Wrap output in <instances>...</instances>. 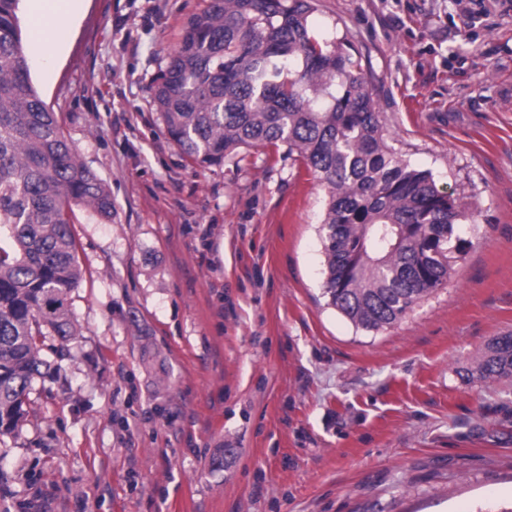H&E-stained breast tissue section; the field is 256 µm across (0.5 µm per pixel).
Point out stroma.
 Here are the masks:
<instances>
[{
    "label": "stroma",
    "mask_w": 512,
    "mask_h": 512,
    "mask_svg": "<svg viewBox=\"0 0 512 512\" xmlns=\"http://www.w3.org/2000/svg\"><path fill=\"white\" fill-rule=\"evenodd\" d=\"M206 0H76L31 77L117 215L77 212L80 330L0 436V512H507L512 0H315L387 142L466 216L445 284L367 330L323 293L326 192L287 149L195 166L154 78ZM472 376L481 381L512 379V333L490 340Z\"/></svg>",
    "instance_id": "stroma-1"
}]
</instances>
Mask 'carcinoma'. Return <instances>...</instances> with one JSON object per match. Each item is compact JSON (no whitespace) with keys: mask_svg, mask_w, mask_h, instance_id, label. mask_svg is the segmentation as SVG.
<instances>
[{"mask_svg":"<svg viewBox=\"0 0 512 512\" xmlns=\"http://www.w3.org/2000/svg\"><path fill=\"white\" fill-rule=\"evenodd\" d=\"M0 0V435L24 417L50 364L46 336L79 335L68 303L82 280L71 224L86 208L116 217L108 185L82 160L33 84L17 15ZM312 0H208L189 18L157 77L168 136L198 167L244 148L300 158L324 185V293L352 323L378 330L441 287L464 217L427 170L385 143L383 124L348 41L323 39ZM473 375L512 379V333L493 337Z\"/></svg>","mask_w":512,"mask_h":512,"instance_id":"carcinoma-1","label":"carcinoma"}]
</instances>
